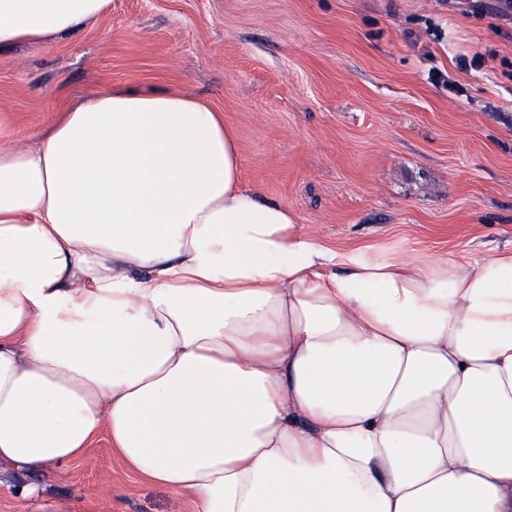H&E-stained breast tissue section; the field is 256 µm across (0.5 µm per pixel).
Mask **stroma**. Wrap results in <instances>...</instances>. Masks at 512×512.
<instances>
[{"instance_id":"35a3bbf8","label":"stroma","mask_w":512,"mask_h":512,"mask_svg":"<svg viewBox=\"0 0 512 512\" xmlns=\"http://www.w3.org/2000/svg\"><path fill=\"white\" fill-rule=\"evenodd\" d=\"M197 97L237 134L246 186L360 261L512 249V27L459 0H112L0 56V146L112 87ZM36 496H24L28 484ZM99 438L0 476V512H191Z\"/></svg>"}]
</instances>
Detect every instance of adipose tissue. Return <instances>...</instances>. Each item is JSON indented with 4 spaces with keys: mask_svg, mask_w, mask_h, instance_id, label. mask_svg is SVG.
Wrapping results in <instances>:
<instances>
[{
    "mask_svg": "<svg viewBox=\"0 0 512 512\" xmlns=\"http://www.w3.org/2000/svg\"><path fill=\"white\" fill-rule=\"evenodd\" d=\"M111 0H0V54ZM193 512H512V251L358 261L224 115L115 87L0 149V473L100 435Z\"/></svg>",
    "mask_w": 512,
    "mask_h": 512,
    "instance_id": "1",
    "label": "adipose tissue"
}]
</instances>
